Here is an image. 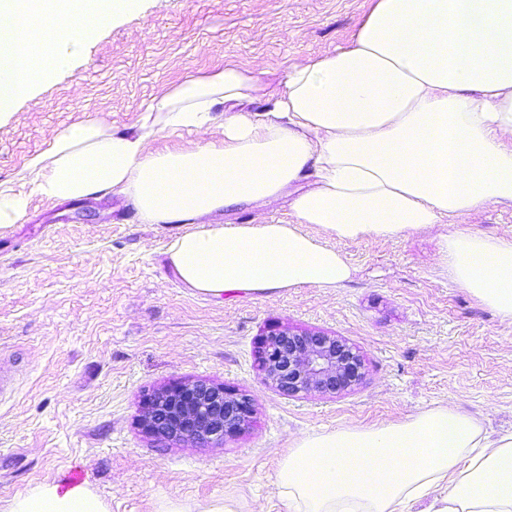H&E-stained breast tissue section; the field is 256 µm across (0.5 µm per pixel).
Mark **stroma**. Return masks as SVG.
<instances>
[{
	"instance_id": "35a3bbf8",
	"label": "stroma",
	"mask_w": 512,
	"mask_h": 512,
	"mask_svg": "<svg viewBox=\"0 0 512 512\" xmlns=\"http://www.w3.org/2000/svg\"><path fill=\"white\" fill-rule=\"evenodd\" d=\"M370 0H138L87 41L68 70L0 115V184L27 197L0 226V512L36 485L78 471L109 512L161 502L233 503L285 512L275 486L297 437L404 421L453 403L491 436L512 433V322L454 284L443 236L512 234V208L453 224L340 243L353 267L337 288L204 296L180 281L167 249L184 224L143 223L111 192L51 201L25 173L70 126L136 125L163 91L225 64L278 91L286 70L347 45ZM291 221L287 200L239 204L214 224ZM273 329L321 332L361 354L353 387L280 393L259 373ZM205 381L247 395L248 426L205 445L159 442L142 416L155 393Z\"/></svg>"
}]
</instances>
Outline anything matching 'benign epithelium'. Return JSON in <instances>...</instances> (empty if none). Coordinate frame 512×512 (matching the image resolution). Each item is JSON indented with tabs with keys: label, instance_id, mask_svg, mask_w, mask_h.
Returning a JSON list of instances; mask_svg holds the SVG:
<instances>
[{
	"label": "benign epithelium",
	"instance_id": "obj_1",
	"mask_svg": "<svg viewBox=\"0 0 512 512\" xmlns=\"http://www.w3.org/2000/svg\"><path fill=\"white\" fill-rule=\"evenodd\" d=\"M259 366L264 379L290 396L309 391L336 394L361 378L363 360L351 345L334 336L281 329L267 334ZM251 414L245 397L199 381L157 394L145 423L149 433L161 440L204 444L240 431Z\"/></svg>",
	"mask_w": 512,
	"mask_h": 512
}]
</instances>
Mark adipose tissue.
Masks as SVG:
<instances>
[{
    "label": "adipose tissue",
    "instance_id": "1",
    "mask_svg": "<svg viewBox=\"0 0 512 512\" xmlns=\"http://www.w3.org/2000/svg\"><path fill=\"white\" fill-rule=\"evenodd\" d=\"M136 0H0V110L69 67L28 62L31 31L92 38ZM262 111H252L254 103ZM223 136L149 153L158 129ZM27 170L51 200L117 191L147 224H192L169 260L196 292L334 288L348 281L340 241L399 236L490 205L512 207V0H374L352 43L288 68L263 93L234 65L190 77L146 107L135 129L85 121L57 134ZM317 178L314 188L292 186ZM289 197L292 223H207L221 209ZM454 281L512 320V238L442 239ZM285 512H410L446 489L444 512H512V435L489 440L474 416L446 405L404 422L294 440L275 476ZM11 512H107L84 485L46 483Z\"/></svg>",
    "mask_w": 512,
    "mask_h": 512
}]
</instances>
